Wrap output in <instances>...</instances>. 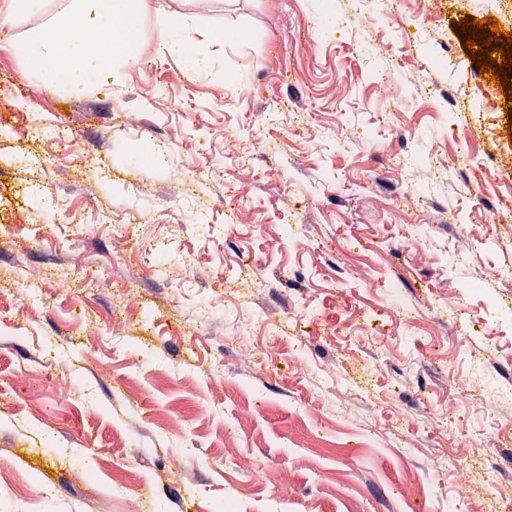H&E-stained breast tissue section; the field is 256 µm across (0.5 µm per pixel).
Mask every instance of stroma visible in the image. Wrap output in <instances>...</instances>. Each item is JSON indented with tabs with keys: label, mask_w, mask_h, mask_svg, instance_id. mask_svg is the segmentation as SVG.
Returning a JSON list of instances; mask_svg holds the SVG:
<instances>
[{
	"label": "stroma",
	"mask_w": 512,
	"mask_h": 512,
	"mask_svg": "<svg viewBox=\"0 0 512 512\" xmlns=\"http://www.w3.org/2000/svg\"><path fill=\"white\" fill-rule=\"evenodd\" d=\"M74 3L0 26V512H448L461 489L469 512H508L512 220L485 216L512 209V177L482 173L512 138L458 27L482 0H407L409 35L376 0H144L133 58L80 95L19 49ZM173 21L207 78L161 52ZM470 96L487 111H460ZM188 165L200 183L175 192ZM132 219L133 241L113 234ZM408 306L433 331L409 332ZM142 344L154 359L130 369Z\"/></svg>",
	"instance_id": "obj_1"
}]
</instances>
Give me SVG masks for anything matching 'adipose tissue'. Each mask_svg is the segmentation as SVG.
Segmentation results:
<instances>
[{"mask_svg":"<svg viewBox=\"0 0 512 512\" xmlns=\"http://www.w3.org/2000/svg\"><path fill=\"white\" fill-rule=\"evenodd\" d=\"M141 0H76L58 33L34 34L22 47L44 81L64 82L79 93L105 70L112 56L128 55ZM160 45L183 58L190 73L206 77L211 60L201 55L180 25L163 26Z\"/></svg>","mask_w":512,"mask_h":512,"instance_id":"adipose-tissue-1","label":"adipose tissue"}]
</instances>
